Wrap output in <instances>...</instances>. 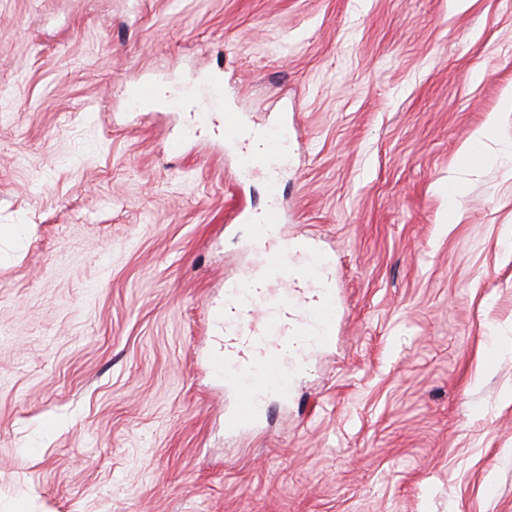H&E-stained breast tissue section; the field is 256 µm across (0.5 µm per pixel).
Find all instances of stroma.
Returning a JSON list of instances; mask_svg holds the SVG:
<instances>
[{
	"label": "stroma",
	"instance_id": "stroma-1",
	"mask_svg": "<svg viewBox=\"0 0 512 512\" xmlns=\"http://www.w3.org/2000/svg\"><path fill=\"white\" fill-rule=\"evenodd\" d=\"M212 74L346 306L249 432L207 313L268 179L129 105ZM511 95L512 0H0V512H512V167H459ZM273 132V133H272ZM288 160V127L266 135L264 149L258 154L244 149L242 164L248 170L263 169L270 174L279 164Z\"/></svg>",
	"mask_w": 512,
	"mask_h": 512
}]
</instances>
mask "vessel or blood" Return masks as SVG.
Listing matches in <instances>:
<instances>
[{"instance_id": "1", "label": "vessel or blood", "mask_w": 512, "mask_h": 512, "mask_svg": "<svg viewBox=\"0 0 512 512\" xmlns=\"http://www.w3.org/2000/svg\"><path fill=\"white\" fill-rule=\"evenodd\" d=\"M287 159L288 132L282 129L267 133L262 152L244 153L242 164L270 172ZM281 222L278 205H271L253 227L254 266L225 289L223 306L210 312L211 322L224 332V355L209 371L238 391L226 418L232 431L256 424L262 395L285 400L292 394L295 377L283 368V349L293 346L302 353L328 345L343 313L335 290L320 278L333 255L283 236Z\"/></svg>"}]
</instances>
